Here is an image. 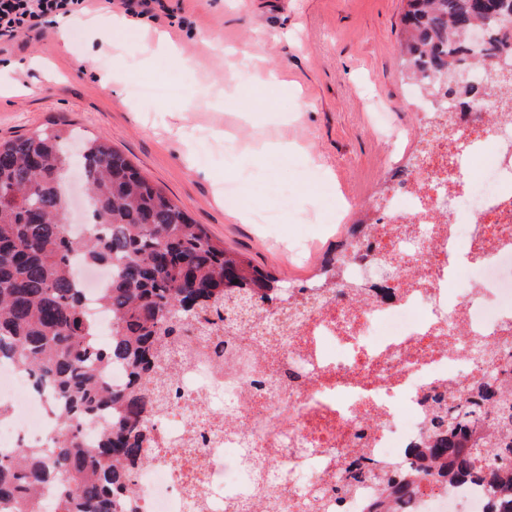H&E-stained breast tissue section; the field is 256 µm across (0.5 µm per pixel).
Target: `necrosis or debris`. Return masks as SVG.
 <instances>
[{"mask_svg": "<svg viewBox=\"0 0 512 512\" xmlns=\"http://www.w3.org/2000/svg\"><path fill=\"white\" fill-rule=\"evenodd\" d=\"M384 197L336 245L334 282L287 279L289 321L225 323L224 354L197 335L168 350L176 393L134 472L137 512H377L380 490L337 501L339 474L394 463L414 475L431 395L512 370V111L498 100L425 113ZM109 343L98 297L111 273L70 261ZM0 452L58 434L57 400L0 363ZM395 512H498L465 480L420 484Z\"/></svg>", "mask_w": 512, "mask_h": 512, "instance_id": "necrosis-or-debris-1", "label": "necrosis or debris"}]
</instances>
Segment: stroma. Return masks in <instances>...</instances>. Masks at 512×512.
Here are the masks:
<instances>
[{
  "instance_id": "1",
  "label": "stroma",
  "mask_w": 512,
  "mask_h": 512,
  "mask_svg": "<svg viewBox=\"0 0 512 512\" xmlns=\"http://www.w3.org/2000/svg\"><path fill=\"white\" fill-rule=\"evenodd\" d=\"M157 17L131 23L121 43L90 35L81 19L79 45L63 49L55 23L19 36L0 53V76L36 85L33 94L0 95V139L58 125L104 135L212 238L246 253L261 269L304 279L310 264H289L281 244L315 239L320 253L336 248L329 218L348 201L364 202L388 186L391 146L382 126L416 124L406 97L400 44L405 0H162ZM165 33L178 56L144 60V31ZM94 54L91 65L76 57ZM281 73L287 89L258 93L245 69ZM122 81L102 83L99 71ZM191 78L199 104L181 115V99L160 103L134 96V81ZM241 143L225 153L224 130ZM266 141L297 146L294 154L258 152ZM269 179L293 193L280 209L275 196L244 194L250 212H272L271 233L235 220L216 183Z\"/></svg>"
}]
</instances>
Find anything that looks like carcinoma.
<instances>
[{
    "mask_svg": "<svg viewBox=\"0 0 512 512\" xmlns=\"http://www.w3.org/2000/svg\"><path fill=\"white\" fill-rule=\"evenodd\" d=\"M505 12L512 0H406L402 54L410 79L440 83L468 70L471 50L462 39L476 25L486 34L482 65L497 67L494 58L512 52V28L499 19ZM506 85H458L453 93L485 101ZM75 138L70 129L46 127L0 142V362L49 380L64 399L61 432L50 446L0 454V512H41L44 485L57 488L55 512H133V470L174 381L158 378L162 348L183 330H218L224 315H239L245 304L252 314L264 309L281 287L244 253L214 241L106 137H81L77 161ZM75 164L88 186V223L104 225L86 238L66 228L65 170ZM72 254L111 270L100 297L112 314L106 347L94 343ZM113 365L128 372L121 389L102 382ZM102 408L112 420L90 447L78 428ZM428 424L432 439L418 451L416 482L396 479L397 465L359 470L336 477V496L363 482L406 492L422 480L452 485L472 477L512 512V373L486 372L456 396L435 395Z\"/></svg>",
    "mask_w": 512,
    "mask_h": 512,
    "instance_id": "carcinoma-1",
    "label": "carcinoma"
}]
</instances>
